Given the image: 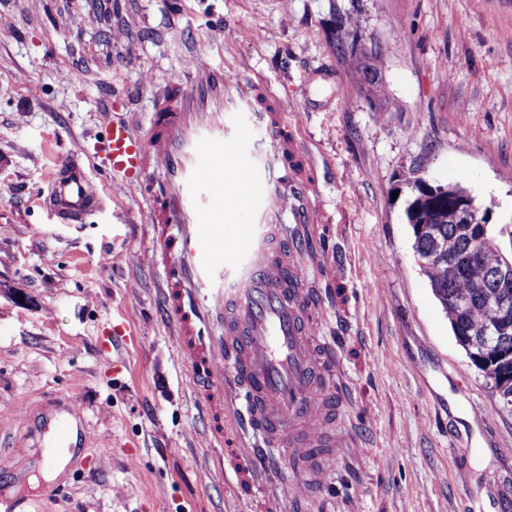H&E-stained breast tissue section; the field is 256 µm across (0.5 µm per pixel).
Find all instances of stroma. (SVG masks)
Here are the masks:
<instances>
[{
	"label": "stroma",
	"instance_id": "stroma-1",
	"mask_svg": "<svg viewBox=\"0 0 512 512\" xmlns=\"http://www.w3.org/2000/svg\"><path fill=\"white\" fill-rule=\"evenodd\" d=\"M359 20L388 97L370 103L336 45ZM0 512H465L488 470L512 512V410L457 343L413 252L407 180L464 187L512 255V0H0ZM263 83L314 154L347 301L317 334L349 391L330 433L363 448L297 490L286 440L230 426L214 447L158 295L162 265L137 190L82 156L104 207L45 210L48 172L102 135L114 92L147 112L195 58ZM77 412L52 496L41 444ZM461 421L469 447L451 430ZM268 445L263 492L232 489L239 451ZM223 469H216V458Z\"/></svg>",
	"mask_w": 512,
	"mask_h": 512
}]
</instances>
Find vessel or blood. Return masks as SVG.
Wrapping results in <instances>:
<instances>
[{
	"label": "vessel or blood",
	"mask_w": 512,
	"mask_h": 512,
	"mask_svg": "<svg viewBox=\"0 0 512 512\" xmlns=\"http://www.w3.org/2000/svg\"><path fill=\"white\" fill-rule=\"evenodd\" d=\"M257 95L254 83L225 82L205 63L192 81L155 89L146 132L135 131L134 117L113 120L93 149L114 180L142 197L166 258L162 305L214 442L224 441V396L245 377L260 404L241 415L242 425L265 414L289 443L319 450L326 477L355 442L347 432L329 435L319 414L344 385L314 342L327 314L307 298L306 236L288 230L324 223L322 190L286 114L253 109ZM46 207L79 222L100 209L101 195L67 162L52 174ZM216 323L227 335L212 333Z\"/></svg>",
	"instance_id": "vessel-or-blood-1"
}]
</instances>
